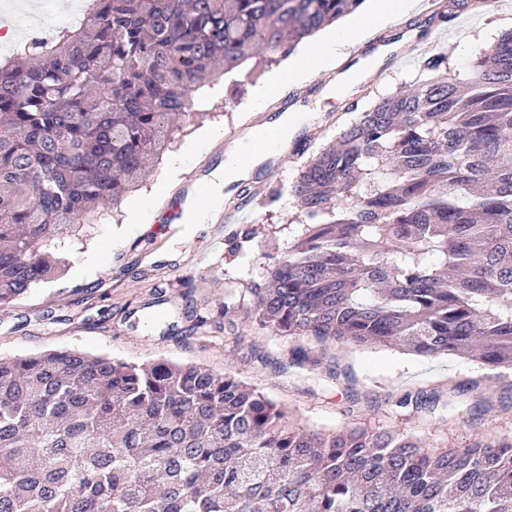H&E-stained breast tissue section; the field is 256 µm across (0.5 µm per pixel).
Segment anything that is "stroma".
Wrapping results in <instances>:
<instances>
[{
  "mask_svg": "<svg viewBox=\"0 0 512 512\" xmlns=\"http://www.w3.org/2000/svg\"><path fill=\"white\" fill-rule=\"evenodd\" d=\"M75 2L37 0V15L17 13L13 28L24 38L46 24L62 27ZM433 10L434 0H418L414 13L373 29L364 43L338 59V71H346L377 46L424 27ZM511 26L512 0H486L482 9L458 13L452 24L440 25L436 45H422L410 55L393 53L351 95L325 97L331 81L325 73L292 83L282 101L258 98V89L268 79L264 73L248 80L229 74L217 80L216 91L196 92L191 107L195 120L183 122L170 150L155 162L140 189L87 220L89 235L72 240L62 251L65 265L59 276L0 305V358L68 348L135 364L159 359L194 363L235 375L319 431L360 423L455 448L478 434L512 435V411L496 408L507 394L512 372L453 355L425 357L387 347L339 345L334 350L336 371L306 364L281 373L272 363L287 360L288 339L259 329L240 309L224 319L218 316L229 289L260 280L266 268L288 252L297 232L289 218L297 210L290 186L299 154H313L379 96L428 79L422 60L433 52L447 54L449 75L468 80L500 31ZM293 109L309 115L296 136L301 150L263 162L247 180L229 189L233 196L254 190L249 225L185 224L170 233V225L182 215L188 189L178 166L197 168L203 177L224 159L223 148L209 147L198 139V132L208 128L237 135L243 121L261 123ZM136 213L147 221V231L131 226ZM246 229L254 231V238L234 251V242ZM92 252L105 253L106 264L82 268L84 257ZM195 313L206 317L204 326L194 327ZM472 380L480 383L478 394L456 397L444 416L420 415L403 404L418 392L445 391ZM477 396L492 403L493 411L472 415Z\"/></svg>",
  "mask_w": 512,
  "mask_h": 512,
  "instance_id": "obj_1",
  "label": "stroma"
}]
</instances>
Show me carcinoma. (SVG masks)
Instances as JSON below:
<instances>
[{"label":"carcinoma","mask_w":512,"mask_h":512,"mask_svg":"<svg viewBox=\"0 0 512 512\" xmlns=\"http://www.w3.org/2000/svg\"><path fill=\"white\" fill-rule=\"evenodd\" d=\"M364 2L89 0L81 26L0 60V305L141 185L194 92ZM484 4L448 0L439 18ZM423 69L298 168L299 234L246 287L261 328L320 347L282 369L348 344L512 370V32L469 83L443 53ZM0 512H512V439L316 432L230 374L63 349L0 358Z\"/></svg>","instance_id":"1"}]
</instances>
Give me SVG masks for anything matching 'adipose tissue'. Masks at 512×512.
<instances>
[{
    "instance_id": "adipose-tissue-1",
    "label": "adipose tissue",
    "mask_w": 512,
    "mask_h": 512,
    "mask_svg": "<svg viewBox=\"0 0 512 512\" xmlns=\"http://www.w3.org/2000/svg\"><path fill=\"white\" fill-rule=\"evenodd\" d=\"M412 7V0H375L371 15L357 17L347 26L336 28L316 40L308 55L300 63L286 70L284 75H276L270 79L265 86L266 91H273L281 79L293 81L317 74L332 58L353 46L356 38L368 24L393 22ZM307 120L308 117L304 112L287 111L275 120L254 128L247 135L238 138L236 147L226 151L223 163L216 166L209 174L207 209L200 210L194 203H187L185 218L188 223L204 224L214 221L221 210L225 189L247 179L253 169L263 161L285 154L291 136H294Z\"/></svg>"
}]
</instances>
